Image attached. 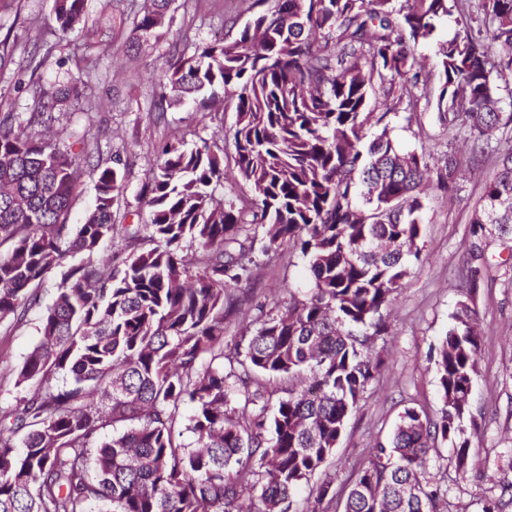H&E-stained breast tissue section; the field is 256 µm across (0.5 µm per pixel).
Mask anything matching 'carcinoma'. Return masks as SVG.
I'll return each instance as SVG.
<instances>
[{"mask_svg":"<svg viewBox=\"0 0 512 512\" xmlns=\"http://www.w3.org/2000/svg\"><path fill=\"white\" fill-rule=\"evenodd\" d=\"M174 0H143L134 32L148 40ZM235 36L179 56L168 104H205L232 92L236 181L254 202L224 199V150L167 142L149 171L150 223L118 224L121 160L99 172L96 203L69 223L87 144L0 120V323L41 309L40 336L23 362L1 368L24 390L0 405V512H329L326 476L350 415L384 361V312L423 263L430 181L452 196L461 161L430 165L405 150L391 119L423 97L448 140L463 137L466 166L491 169L470 224L466 296L433 360L442 402L432 419L406 407L389 445L373 449L343 512H444L448 490L429 470L438 440L466 466L475 426L470 395L482 345L472 301L494 235L512 251V0H255ZM84 0H55L58 32L81 21ZM453 21L458 32L438 38ZM434 46L431 56L418 54ZM438 86L430 88L432 77ZM80 93L70 83L41 108ZM117 239L147 247L122 260L80 261L61 274L52 303L40 287L78 255ZM200 253L192 269L183 243ZM298 253L311 287L262 314L224 353V313L252 276L255 243ZM59 374L60 385L50 376ZM299 379L273 398L262 377ZM261 507H254V501ZM512 482L481 502L509 512Z\"/></svg>","mask_w":512,"mask_h":512,"instance_id":"carcinoma-1","label":"carcinoma"}]
</instances>
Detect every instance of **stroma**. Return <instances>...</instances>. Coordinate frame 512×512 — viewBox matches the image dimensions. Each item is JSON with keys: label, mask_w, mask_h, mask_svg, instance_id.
I'll return each mask as SVG.
<instances>
[{"label": "stroma", "mask_w": 512, "mask_h": 512, "mask_svg": "<svg viewBox=\"0 0 512 512\" xmlns=\"http://www.w3.org/2000/svg\"><path fill=\"white\" fill-rule=\"evenodd\" d=\"M252 0H213L197 10L194 0H174L172 20L159 39L132 47L134 12L128 0H85L81 22L66 36H56L53 0H0V41H6L11 62L0 67V118L38 130L40 95L71 80L82 83L80 96L62 102L53 112L51 131L60 148L87 140L92 151L82 177V192L72 208L79 224L92 208L101 169L120 159L125 190L114 206L118 223L143 224L149 208L143 185L160 143L206 139L224 150V169L233 173L235 112L230 99L213 109L192 106L156 109L164 92L170 60L189 56L197 45L224 33L226 18L245 23ZM57 41L52 55L38 70L26 69L24 53L45 41ZM393 137L405 149L425 148L433 164H443L448 151H462V141H449L436 114L418 103L412 118L393 121ZM482 179L465 172L460 191L449 198L436 189L426 196L423 265L414 267L387 313L388 335L376 352L386 360L382 374L369 386L358 411L348 421L336 454L324 468L336 489H344L366 462L371 448L385 442L404 408L436 415L441 407L436 368L430 358L451 322L464 290L461 257L471 243L470 219L481 195ZM497 243L486 249L488 269L474 299L480 312L483 341L479 382L470 396L478 426L467 466L456 469L453 449L438 442L431 470L448 487V512H481L482 497L503 481H512L506 462L512 458V266L502 264ZM246 294L224 317V346L251 334L257 303L267 307L287 302L289 289L306 288L308 272L297 256L280 251L257 255ZM38 312L21 322L0 324V365L20 364L39 339Z\"/></svg>", "instance_id": "35a3bbf8"}]
</instances>
